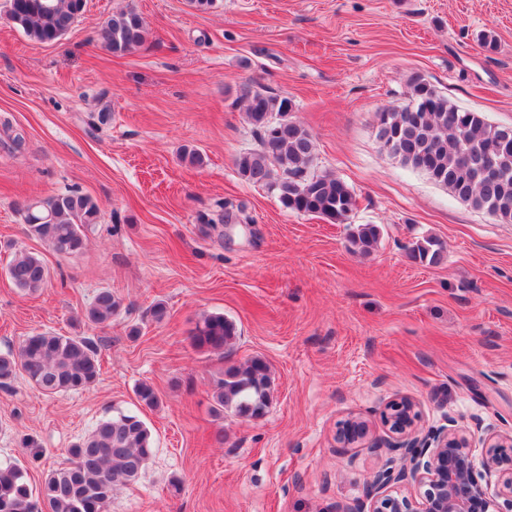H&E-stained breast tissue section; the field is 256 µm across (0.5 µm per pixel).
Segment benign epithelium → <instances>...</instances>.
I'll list each match as a JSON object with an SVG mask.
<instances>
[{
	"label": "benign epithelium",
	"instance_id": "7a95c632",
	"mask_svg": "<svg viewBox=\"0 0 512 512\" xmlns=\"http://www.w3.org/2000/svg\"><path fill=\"white\" fill-rule=\"evenodd\" d=\"M391 438L367 445L385 456L384 464L368 483L367 501L345 508V512H489L488 489L492 477L512 452V436L503 440L489 436L484 441L482 469L474 464L472 448L465 433L448 427L419 435L414 424L394 426L384 416ZM424 489L419 499L389 494L393 487Z\"/></svg>",
	"mask_w": 512,
	"mask_h": 512
}]
</instances>
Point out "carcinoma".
Wrapping results in <instances>:
<instances>
[{
	"mask_svg": "<svg viewBox=\"0 0 512 512\" xmlns=\"http://www.w3.org/2000/svg\"><path fill=\"white\" fill-rule=\"evenodd\" d=\"M85 0H9V20L32 40L60 41L84 12ZM142 17L133 9L107 18L99 32L102 46L125 53L145 40ZM409 103L386 108L375 115L378 138L390 144L389 153L412 170L424 169L434 182L471 206L486 210L501 223H512V144H502L504 128L494 126L479 112L461 111L428 82L413 76L408 83ZM242 99L253 125L261 131L260 149L239 155L235 165L247 182L267 188L288 210L317 216L330 224H346L355 209V197L338 178L305 175L312 161L313 137L301 124L288 119L292 100L246 86ZM497 146L494 181L474 180L464 160L481 161L486 149ZM27 234L46 243L57 255L71 257L85 248L87 232L98 223L100 207L90 196L66 191L34 199L23 206ZM380 236L375 224H361L349 236L350 250L365 254ZM410 256L437 264L444 246L437 239L416 241ZM11 282L36 293L50 279L44 261L35 253L19 252L8 268ZM120 301L103 289L83 311L84 322L104 327L112 322ZM236 336L235 326L222 314H210L190 336L197 350L224 355ZM98 344L87 336L50 332L26 337L15 352L0 354V388L18 378L44 394L84 391L100 376ZM273 380L266 361L254 357L243 364H226L213 399L219 408L256 418L271 403ZM135 394L151 408L159 397L154 387L140 383ZM154 438L137 413H122L100 421L68 451L67 461L51 469L41 491L34 492L16 463L0 464V512H39V497L51 512H106L116 491L135 483L149 461Z\"/></svg>",
	"mask_w": 512,
	"mask_h": 512,
	"instance_id": "1",
	"label": "carcinoma"
}]
</instances>
